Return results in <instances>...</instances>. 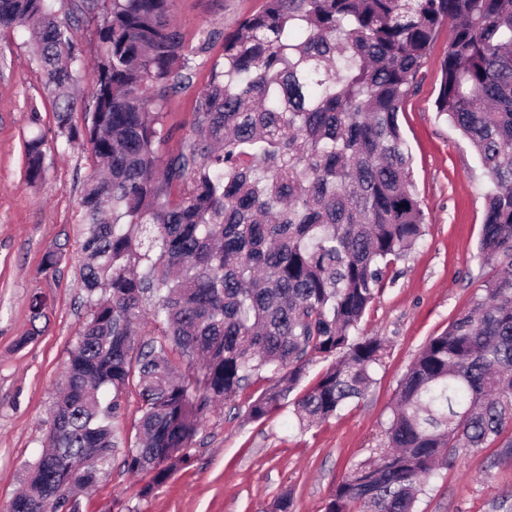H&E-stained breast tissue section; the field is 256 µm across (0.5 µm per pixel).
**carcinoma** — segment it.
Segmentation results:
<instances>
[{"label":"carcinoma","mask_w":512,"mask_h":512,"mask_svg":"<svg viewBox=\"0 0 512 512\" xmlns=\"http://www.w3.org/2000/svg\"><path fill=\"white\" fill-rule=\"evenodd\" d=\"M100 62L73 122L82 72L69 0H0L22 26L53 106L52 137L25 142L27 179L47 149L87 143L79 203L87 315L69 352L44 449L3 512H82L112 470L184 462L212 402L271 385L247 417L293 399L309 428L364 398L384 341L362 318L387 270L424 233L398 113L451 22L436 109L489 178L478 257L503 272L431 337L403 376L385 450L339 482L324 512H417L427 478L470 448L512 458V0H263L224 36L223 60L167 151L162 108L192 78L173 0H109ZM335 358L295 390L316 359ZM140 399L135 442L117 426Z\"/></svg>","instance_id":"cac0c4a2"}]
</instances>
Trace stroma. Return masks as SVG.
<instances>
[{"label":"stroma","instance_id":"35a3bbf8","mask_svg":"<svg viewBox=\"0 0 512 512\" xmlns=\"http://www.w3.org/2000/svg\"><path fill=\"white\" fill-rule=\"evenodd\" d=\"M263 0H174L173 20L197 50L188 88L164 106L172 144L192 125L195 100L222 58L224 37ZM449 27L438 32L405 101L399 124L412 157V179L425 214L424 235L401 257L367 311L362 332L384 340L386 353L366 397L321 426L301 429L291 406L260 421L246 418L265 388L257 381L234 403L215 406L187 448L188 461L148 496L147 478L114 461L82 499L83 512H270L284 492L292 512H323L336 484L358 463L376 458L400 381L426 340L469 307L478 281L497 275L476 254L489 181L435 101ZM24 32L0 29V505L22 487L24 465L46 435L49 410L87 309L81 282L78 224L91 151L48 152L44 180L25 178V137L51 133L54 114L44 77ZM60 261L42 267L48 252ZM44 299L33 318V297ZM418 512H512V459L495 447L474 448L426 482Z\"/></svg>","mask_w":512,"mask_h":512}]
</instances>
